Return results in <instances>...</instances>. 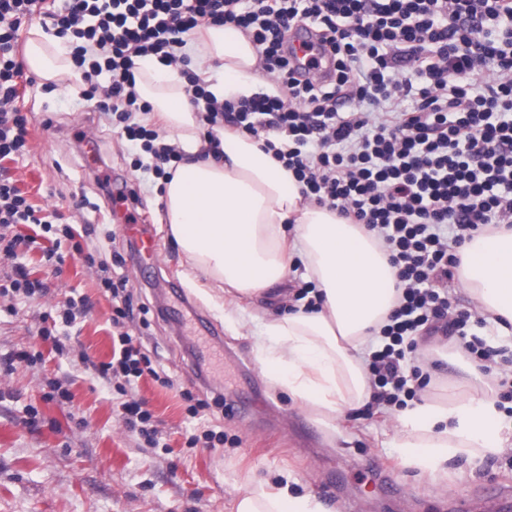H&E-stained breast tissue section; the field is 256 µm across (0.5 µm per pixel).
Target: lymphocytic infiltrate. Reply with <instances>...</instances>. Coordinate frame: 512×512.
<instances>
[{"mask_svg":"<svg viewBox=\"0 0 512 512\" xmlns=\"http://www.w3.org/2000/svg\"><path fill=\"white\" fill-rule=\"evenodd\" d=\"M37 17L73 40L72 59L101 91L103 114L149 154L135 168L163 179L182 154L159 127L135 120L150 110L135 89V58L187 63L186 35L215 23L249 35L276 93L220 105L191 72L187 90L205 101L209 125L264 138L304 200L365 225L388 248L402 292L385 343L371 354L375 399L401 407L413 398L403 348L413 336L442 331L480 363L493 362L496 350L467 336L448 282L457 248L512 224V0H0V252L12 262L1 298L44 287L18 260V247L35 238L16 226L52 230L1 166L27 148L16 51L23 24ZM309 23L333 56L331 75H320L314 59L296 71L283 53L289 32ZM104 286L122 297L112 316L119 356L97 369L109 385L140 377L146 357L127 327L126 277Z\"/></svg>","mask_w":512,"mask_h":512,"instance_id":"lymphocytic-infiltrate-1","label":"lymphocytic infiltrate"}]
</instances>
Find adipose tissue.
I'll use <instances>...</instances> for the list:
<instances>
[{
  "label": "adipose tissue",
  "mask_w": 512,
  "mask_h": 512,
  "mask_svg": "<svg viewBox=\"0 0 512 512\" xmlns=\"http://www.w3.org/2000/svg\"><path fill=\"white\" fill-rule=\"evenodd\" d=\"M200 56L189 67L218 101L252 96L258 51L232 27H206ZM29 70L47 81L74 77L64 39L31 30L24 47ZM136 91L149 102L183 154L162 184L165 218L193 267L233 293L264 296L299 256L315 286L317 309L276 316L263 325L258 361L304 406L343 415L371 401L364 350L397 306L400 290L389 252L375 234L336 211L302 201L300 187L261 141L219 131L220 157H201L208 130L185 90L180 68L151 56L135 61ZM461 286L494 336L512 338V227L478 233L457 252ZM394 446L404 465L443 483L447 464L478 450L512 448V424L497 408L490 381L480 380L447 402L422 399L395 417ZM232 512H324L312 495L257 487L240 494Z\"/></svg>",
  "instance_id": "1"
}]
</instances>
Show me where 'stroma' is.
<instances>
[{"mask_svg":"<svg viewBox=\"0 0 512 512\" xmlns=\"http://www.w3.org/2000/svg\"><path fill=\"white\" fill-rule=\"evenodd\" d=\"M86 88L37 76L22 87L28 152L9 162L10 174L31 204L63 214L79 239L63 240L60 266L46 261L42 248L28 251L23 262L47 290L0 313V355L29 347L40 353L0 371V512H231L239 494L260 485L313 495L325 512H494L492 494L512 497V450L452 459L447 486L438 489L401 463L391 446L389 408L373 401L328 418L274 386L256 360L258 329L232 328L224 313L241 306L264 319L282 314L303 291V262L292 258L279 289L256 301L194 277L170 234L156 176L133 166L143 154L140 142L113 132ZM117 177L133 193V215L148 220L144 233L157 244V267L140 263L125 225L112 215L101 184ZM115 252L126 260L133 330L169 379L164 386L146 375L135 388L154 416L161 448L128 432L116 415L121 394L78 365L83 354L98 364L112 358V307L95 263ZM174 284L216 330L223 383L204 382L197 346L167 312ZM79 295L90 303L88 314L55 349L38 332L50 310ZM435 347L425 338L406 355L420 369L410 381L417 397L468 390L469 377L439 359ZM54 380L69 390L71 404L60 402ZM193 403L204 407L199 422L223 432V444L187 446Z\"/></svg>","mask_w":512,"mask_h":512,"instance_id":"35a3bbf8","label":"stroma"}]
</instances>
